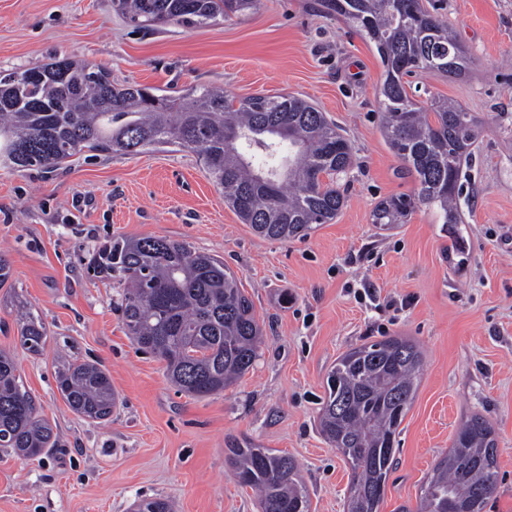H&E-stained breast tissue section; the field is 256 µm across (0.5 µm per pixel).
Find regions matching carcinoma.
<instances>
[{
    "label": "carcinoma",
    "instance_id": "cac0c4a2",
    "mask_svg": "<svg viewBox=\"0 0 512 512\" xmlns=\"http://www.w3.org/2000/svg\"><path fill=\"white\" fill-rule=\"evenodd\" d=\"M259 0H112L137 28L206 24L243 14ZM373 45L384 80L381 131L389 150L414 177L416 191L379 202L373 223L393 228L416 208L459 224L463 159L479 136L475 118L453 101L418 105L405 77L459 78L470 65L448 25L422 0H321ZM0 76V164L50 170L84 153L137 155L174 146L201 157L224 203L260 237L293 240L336 219L346 198L335 179L354 163L351 144L306 100L255 95L236 102L203 87L181 97L118 84L107 70L65 58ZM288 156H282L283 149ZM89 268L125 284L123 322L136 343L165 363L179 391L196 398L224 392L254 366L262 329L236 274L216 256L186 242L144 237L99 246ZM21 345L42 351L45 328L22 317ZM423 353L402 336L363 343L337 361L326 381L320 432L353 473L346 512H379L399 427L413 402ZM58 389L78 415H112L118 396L99 363L70 364ZM56 433L24 386L15 356L0 349V449L38 458ZM236 481L254 490L262 512H310L294 458L267 448H230ZM497 486L493 431L481 416L466 420L439 458L417 509L398 512H485ZM138 512H175L165 497L143 499Z\"/></svg>",
    "mask_w": 512,
    "mask_h": 512
}]
</instances>
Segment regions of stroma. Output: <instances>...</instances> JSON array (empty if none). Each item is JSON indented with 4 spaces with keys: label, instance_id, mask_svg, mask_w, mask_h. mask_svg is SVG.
<instances>
[{
    "label": "stroma",
    "instance_id": "obj_1",
    "mask_svg": "<svg viewBox=\"0 0 512 512\" xmlns=\"http://www.w3.org/2000/svg\"><path fill=\"white\" fill-rule=\"evenodd\" d=\"M472 58L461 78L419 74L420 105L449 99L480 136L463 165L459 231L422 206L393 230L372 222L377 203L416 183L380 129L382 69L375 49L319 0H260L257 10L203 25L138 29L112 0H0V72L70 58L106 68L116 83L180 96L201 87L241 100L294 95L349 138L354 165L337 179L346 203L306 238L259 237L224 202L198 156L175 147L134 156L90 153L66 167H0V349L59 432L45 458L0 451V512H130L144 498L178 512H260L230 475L238 445L292 456L310 512H344L352 472L319 433L326 376L349 349L403 336L423 352L414 401L395 443L379 512L417 507L459 425L484 417L497 440L489 512H512V0H423ZM162 237L223 259L252 297L263 331L253 369L223 393L177 391L164 364L128 336L117 280L90 279L107 239ZM47 331L40 353L20 344L18 310ZM100 362L118 405L109 420L75 414L59 368Z\"/></svg>",
    "mask_w": 512,
    "mask_h": 512
}]
</instances>
